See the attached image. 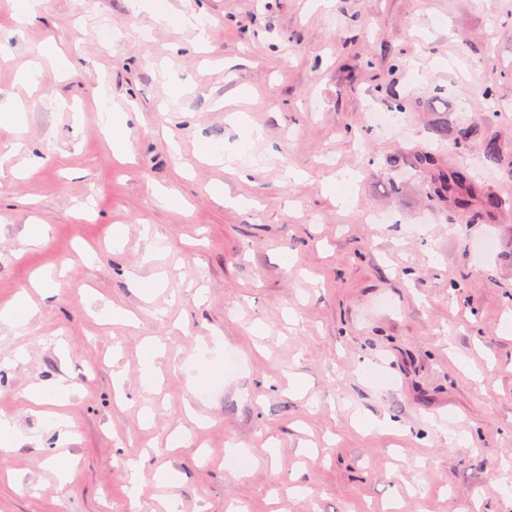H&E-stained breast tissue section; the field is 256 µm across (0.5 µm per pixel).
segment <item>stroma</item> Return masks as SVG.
Returning a JSON list of instances; mask_svg holds the SVG:
<instances>
[{
  "instance_id": "obj_1",
  "label": "stroma",
  "mask_w": 512,
  "mask_h": 512,
  "mask_svg": "<svg viewBox=\"0 0 512 512\" xmlns=\"http://www.w3.org/2000/svg\"><path fill=\"white\" fill-rule=\"evenodd\" d=\"M162 2L206 15L203 48L126 0H43L20 32L0 0V101L29 106L42 158L27 171L0 130V308L24 293L37 309L25 329L0 323V413L19 435L0 512H161L169 498L179 512H512V178L482 153L492 140L512 160V0ZM51 41L69 69L46 62L22 83ZM103 89L136 115L128 159L98 122ZM234 112L263 132L244 181L200 156L236 144ZM373 112L400 124L377 130ZM427 152L438 167L419 166ZM289 167L304 179L286 182ZM342 169L357 174L347 210ZM455 170L506 206L436 194ZM32 224L48 227L36 246ZM131 268L158 288L142 295ZM44 269L57 287H36ZM112 304L132 321L104 315ZM206 362L222 379L193 382ZM34 385L42 404L24 396ZM450 430L466 444L449 447ZM228 448L251 465L225 464Z\"/></svg>"
}]
</instances>
